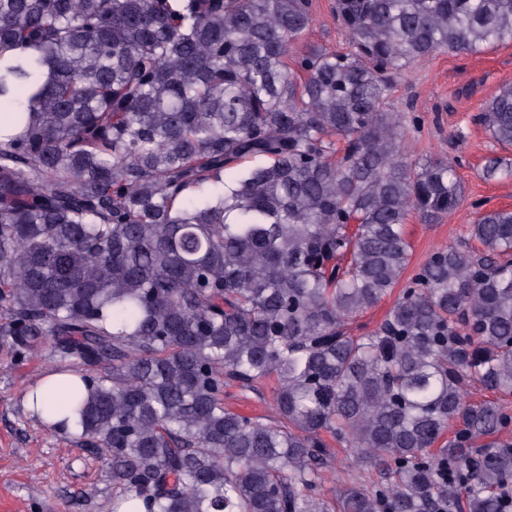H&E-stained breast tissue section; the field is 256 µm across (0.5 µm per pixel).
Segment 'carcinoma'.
Returning <instances> with one entry per match:
<instances>
[{"instance_id": "carcinoma-1", "label": "carcinoma", "mask_w": 512, "mask_h": 512, "mask_svg": "<svg viewBox=\"0 0 512 512\" xmlns=\"http://www.w3.org/2000/svg\"><path fill=\"white\" fill-rule=\"evenodd\" d=\"M0 0V346L76 374L112 512H507L512 211L461 201L394 84L512 40V0ZM478 121L512 147V85ZM483 177H512L491 159ZM403 286L375 330L351 320ZM270 379L274 415L224 404ZM328 434L378 469L321 494ZM335 0H313L314 21L304 41L329 51L346 45V35L337 25L333 15Z\"/></svg>"}]
</instances>
